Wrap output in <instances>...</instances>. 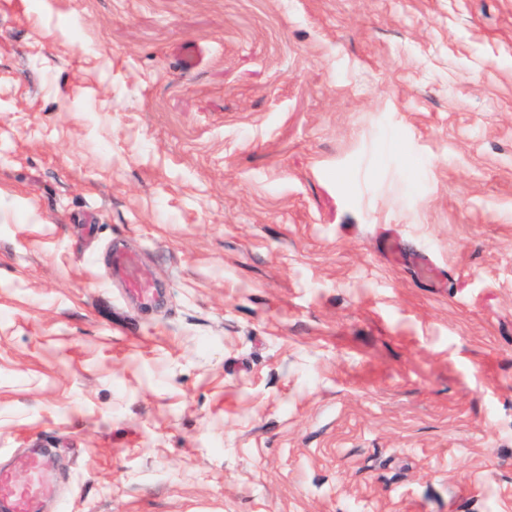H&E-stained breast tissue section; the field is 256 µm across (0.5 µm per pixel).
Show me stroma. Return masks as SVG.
I'll list each match as a JSON object with an SVG mask.
<instances>
[{
  "mask_svg": "<svg viewBox=\"0 0 512 512\" xmlns=\"http://www.w3.org/2000/svg\"><path fill=\"white\" fill-rule=\"evenodd\" d=\"M35 446L42 512H512V0H0ZM110 274L119 281L126 293L144 303L157 297V286L146 279L139 268L136 255L123 247H113L110 255Z\"/></svg>",
  "mask_w": 512,
  "mask_h": 512,
  "instance_id": "obj_1",
  "label": "stroma"
}]
</instances>
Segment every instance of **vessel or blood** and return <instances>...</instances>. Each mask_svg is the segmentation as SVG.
<instances>
[{
  "label": "vessel or blood",
  "mask_w": 512,
  "mask_h": 512,
  "mask_svg": "<svg viewBox=\"0 0 512 512\" xmlns=\"http://www.w3.org/2000/svg\"><path fill=\"white\" fill-rule=\"evenodd\" d=\"M110 274L124 286L129 296L144 303L156 299L157 287L142 275L133 252L122 247L113 248ZM24 465L30 478L22 484L14 479L12 472L0 470V512H40L42 498L51 492V476L40 457L28 455Z\"/></svg>",
  "instance_id": "b4317fda"
}]
</instances>
